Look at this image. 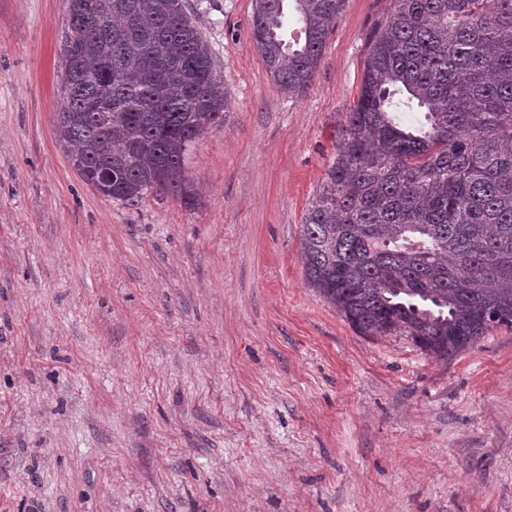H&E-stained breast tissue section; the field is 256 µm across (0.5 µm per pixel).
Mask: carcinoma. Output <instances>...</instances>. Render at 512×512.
<instances>
[{"label":"carcinoma","mask_w":512,"mask_h":512,"mask_svg":"<svg viewBox=\"0 0 512 512\" xmlns=\"http://www.w3.org/2000/svg\"><path fill=\"white\" fill-rule=\"evenodd\" d=\"M393 2L305 213L301 263L356 333L446 362L512 329V0ZM343 6L255 0L250 34L277 89L311 83ZM67 15L57 134L83 182L108 168L104 198L199 204L183 157L228 95L186 0H67Z\"/></svg>","instance_id":"1"}]
</instances>
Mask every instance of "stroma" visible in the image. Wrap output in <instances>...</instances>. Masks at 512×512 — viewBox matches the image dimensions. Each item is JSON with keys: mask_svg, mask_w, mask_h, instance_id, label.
Listing matches in <instances>:
<instances>
[{"mask_svg": "<svg viewBox=\"0 0 512 512\" xmlns=\"http://www.w3.org/2000/svg\"><path fill=\"white\" fill-rule=\"evenodd\" d=\"M187 3L231 98L196 208L81 181L66 0H0V512H512V330L445 363L359 336L299 257L393 0H345L289 94L254 0Z\"/></svg>", "mask_w": 512, "mask_h": 512, "instance_id": "stroma-1", "label": "stroma"}]
</instances>
